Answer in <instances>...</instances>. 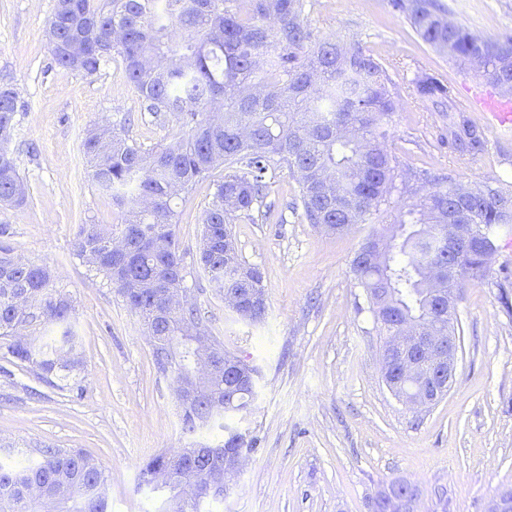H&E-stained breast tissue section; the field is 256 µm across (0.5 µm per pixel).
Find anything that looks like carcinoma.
Masks as SVG:
<instances>
[{"label": "carcinoma", "mask_w": 512, "mask_h": 512, "mask_svg": "<svg viewBox=\"0 0 512 512\" xmlns=\"http://www.w3.org/2000/svg\"><path fill=\"white\" fill-rule=\"evenodd\" d=\"M57 0L48 20L51 53L59 66L86 76L116 53L138 91L142 112L171 114L187 132L146 153L125 134L89 132L83 143L91 178L122 215V254L112 252V230L81 224L76 250L99 255L94 263L125 305L152 336L154 365L178 378L164 349L167 337L186 324L210 334L194 304L163 319L167 290H176L181 256L174 230L173 198L208 179L215 191L203 217L201 267L219 293L261 288L262 276L243 262L231 224L250 215L267 195V174L286 166L299 185L305 219L337 232L365 224L395 193L397 166L384 149L395 103L385 68L357 43L314 39L303 0ZM420 38L461 63L480 62L479 75L512 89V38L503 42L473 35L448 20L440 0H392ZM273 19L272 29L267 20ZM415 96L448 116V143L461 152L484 149L479 130L465 116L454 86L426 71L411 81ZM17 96L0 87V128L14 129ZM224 176L214 179L218 169ZM453 175L413 201L395 207L390 249L375 263L352 261L378 323L387 335L414 320L448 335V311L430 291L428 270L448 266V210L458 206ZM26 187L12 154L0 149V202L19 207ZM478 237L453 276H443L442 293L485 278L483 248L490 229L512 224V189L498 180L469 190L464 200ZM0 351L49 383L65 380L81 365L80 339L71 327L74 306L57 290L49 266L17 258L1 241ZM56 327L44 340L42 330ZM219 390L233 388V400H205L181 415L182 431L224 432L221 448L252 450L255 440L228 419L253 403L256 383L236 385L218 366L204 374ZM212 447L178 448L150 457L140 467L138 486L172 468L158 491L159 512H213L224 501V468ZM26 465L0 462V512H111L104 469L75 448L45 446Z\"/></svg>", "instance_id": "1"}]
</instances>
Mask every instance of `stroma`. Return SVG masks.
I'll return each mask as SVG.
<instances>
[{
    "label": "stroma",
    "instance_id": "obj_1",
    "mask_svg": "<svg viewBox=\"0 0 512 512\" xmlns=\"http://www.w3.org/2000/svg\"><path fill=\"white\" fill-rule=\"evenodd\" d=\"M451 21L491 39L512 36V0H442ZM56 0H0V86L17 94L10 149L27 202L0 208V224L22 260L51 267L75 305L82 366L51 386L26 368L0 365V444L10 464L29 450L78 448L107 475L111 512H158L138 489L148 458L187 447L175 387L157 373L140 318L77 254L79 225H119L110 197L93 184L82 144L108 127L150 151L181 136L169 115L140 111L119 56L96 74L63 70L47 43ZM318 39L355 40L387 68L397 92L385 147L399 174L452 173L462 184L512 180V133L481 128L483 151L448 148V116L414 99L409 83L424 70L451 82L458 96L493 87L475 71L425 43L391 0H307ZM214 187L203 181L176 202L183 286L189 302L226 350L258 369L257 397L239 426L254 437L235 491L217 512H369L395 481L418 490V512H489L512 488V227L494 230L497 250L483 281L457 305L455 379L442 400L416 410L386 388V339L370 300L351 272L366 236L387 226L389 206L341 235L302 216L287 168L275 172L264 200L268 219L232 226L241 258L263 277L262 321L241 320L200 271L202 219Z\"/></svg>",
    "mask_w": 512,
    "mask_h": 512
}]
</instances>
